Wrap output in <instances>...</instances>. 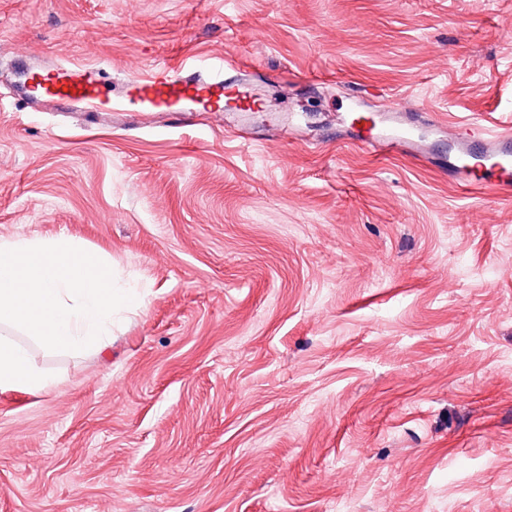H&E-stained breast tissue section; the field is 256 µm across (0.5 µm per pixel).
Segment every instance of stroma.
<instances>
[{
	"label": "stroma",
	"instance_id": "35a3bbf8",
	"mask_svg": "<svg viewBox=\"0 0 512 512\" xmlns=\"http://www.w3.org/2000/svg\"><path fill=\"white\" fill-rule=\"evenodd\" d=\"M246 61L278 111L33 112L0 79V239L68 237L142 298L0 391V512H512V195L437 123L512 124V0H0V64ZM329 80L307 84V76ZM415 106L428 158L379 159ZM354 121L359 125L367 126V136L360 137L364 147L374 152L385 150L392 151L399 148H405L413 153L417 158H423L420 151V144L413 139L414 126L406 120H401L398 126L387 128L382 125L377 129L376 115L374 113H358ZM384 152V153H385Z\"/></svg>",
	"mask_w": 512,
	"mask_h": 512
}]
</instances>
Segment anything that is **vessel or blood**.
<instances>
[{"mask_svg":"<svg viewBox=\"0 0 512 512\" xmlns=\"http://www.w3.org/2000/svg\"><path fill=\"white\" fill-rule=\"evenodd\" d=\"M127 106L133 112H221L240 104L233 84L204 77L189 61L164 64L149 74H133L127 79ZM112 83L103 79L97 67L36 63L29 73V98L35 111L62 107L85 112L113 109ZM355 120L367 128L364 147L373 151L404 148L419 153L413 126H378L375 114L360 113ZM448 138L455 155L448 161L449 183L467 188L489 178L497 188L512 189V133L489 132L477 124L452 130Z\"/></svg>","mask_w":512,"mask_h":512,"instance_id":"obj_1","label":"vessel or blood"}]
</instances>
